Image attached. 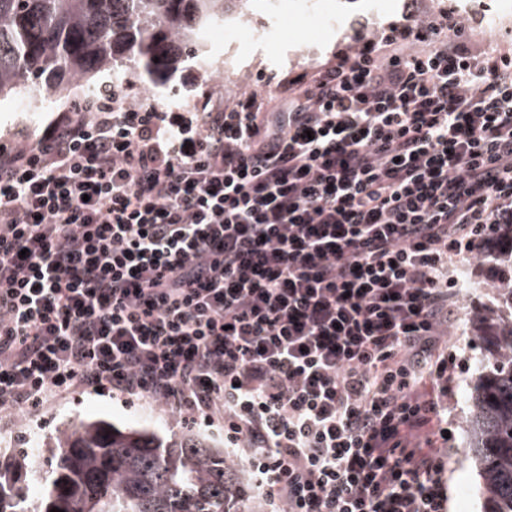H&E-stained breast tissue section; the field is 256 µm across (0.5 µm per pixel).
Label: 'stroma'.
Returning <instances> with one entry per match:
<instances>
[{"label":"stroma","mask_w":512,"mask_h":512,"mask_svg":"<svg viewBox=\"0 0 512 512\" xmlns=\"http://www.w3.org/2000/svg\"><path fill=\"white\" fill-rule=\"evenodd\" d=\"M387 14H372L366 0H279L269 11L265 0H256L235 41L225 42L220 63L199 67L182 63L164 84L127 77L118 81L101 74L71 85L67 95L39 104L19 94L0 100V144L15 147L36 142L46 125L77 100L100 97L103 89L118 85L130 100L148 99L165 111H203L205 95L226 97L261 90L263 80L278 83L285 76L304 74L324 62L348 42L353 18L365 19L370 28L401 19L404 0H394ZM428 10H454L463 18L481 17L476 26L480 38L512 43V0H426ZM487 306L481 286L468 288L455 305L454 320L448 328L449 348L462 362L448 396V446L445 461L450 488L449 512H481L478 477L463 450V421L468 411L470 385L481 361L490 358L492 347L476 336L473 326ZM101 418L120 428L145 429L160 435L193 433L224 442L223 422L179 419L152 400L98 392L77 387L41 410L21 415L0 408V457L9 458L26 449L32 438L45 437L54 425L66 419Z\"/></svg>","instance_id":"stroma-1"}]
</instances>
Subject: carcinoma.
<instances>
[{
  "label": "carcinoma",
  "instance_id": "1",
  "mask_svg": "<svg viewBox=\"0 0 512 512\" xmlns=\"http://www.w3.org/2000/svg\"><path fill=\"white\" fill-rule=\"evenodd\" d=\"M255 0H0V96L24 83L44 98L64 84L110 72L117 80L166 79L188 60L204 62L209 33L246 16ZM159 62H154V59ZM487 262L493 316L478 322L493 344L471 388L466 448L480 482L482 512H512V242ZM45 481L29 501L19 472L21 453L0 466V512H263L246 468L200 436L120 430L103 419L60 423L49 441H32Z\"/></svg>",
  "mask_w": 512,
  "mask_h": 512
}]
</instances>
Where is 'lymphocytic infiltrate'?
<instances>
[{
	"mask_svg": "<svg viewBox=\"0 0 512 512\" xmlns=\"http://www.w3.org/2000/svg\"><path fill=\"white\" fill-rule=\"evenodd\" d=\"M512 227V49L411 11L199 117L117 90L0 146V406L224 419L271 512H448L460 268Z\"/></svg>",
	"mask_w": 512,
	"mask_h": 512,
	"instance_id": "1",
	"label": "lymphocytic infiltrate"
}]
</instances>
